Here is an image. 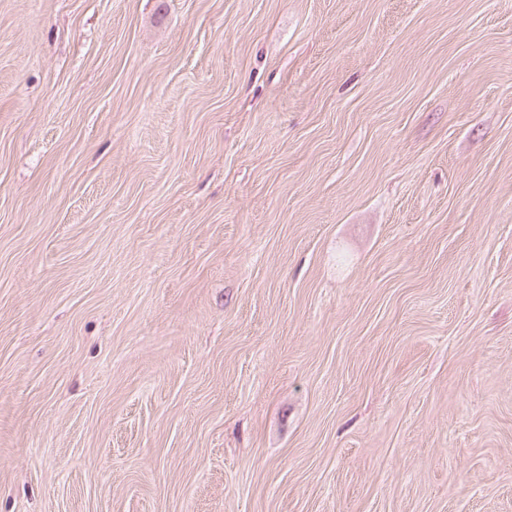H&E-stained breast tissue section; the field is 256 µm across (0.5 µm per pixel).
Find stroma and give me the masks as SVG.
Segmentation results:
<instances>
[{
	"mask_svg": "<svg viewBox=\"0 0 512 512\" xmlns=\"http://www.w3.org/2000/svg\"><path fill=\"white\" fill-rule=\"evenodd\" d=\"M0 512H512V0H0Z\"/></svg>",
	"mask_w": 512,
	"mask_h": 512,
	"instance_id": "1",
	"label": "stroma"
}]
</instances>
